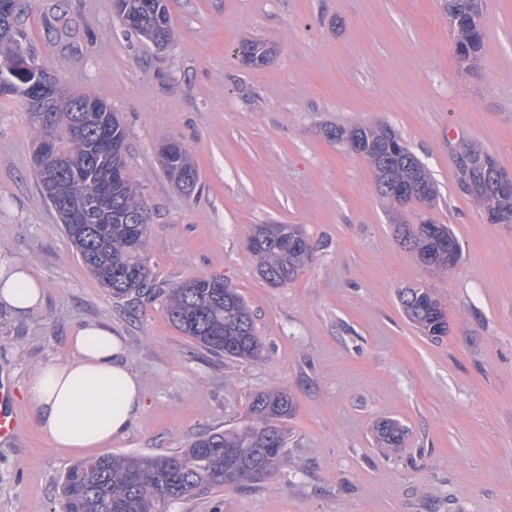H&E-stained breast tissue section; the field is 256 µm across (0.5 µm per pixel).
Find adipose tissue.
I'll return each instance as SVG.
<instances>
[{"mask_svg":"<svg viewBox=\"0 0 512 512\" xmlns=\"http://www.w3.org/2000/svg\"><path fill=\"white\" fill-rule=\"evenodd\" d=\"M41 300L42 284L32 270L1 255L0 304L21 315ZM68 344L69 356L29 377L25 395L54 445L98 448L122 437L140 411L141 381L110 327L83 325Z\"/></svg>","mask_w":512,"mask_h":512,"instance_id":"1","label":"adipose tissue"}]
</instances>
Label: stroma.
<instances>
[{
    "mask_svg": "<svg viewBox=\"0 0 512 512\" xmlns=\"http://www.w3.org/2000/svg\"><path fill=\"white\" fill-rule=\"evenodd\" d=\"M173 37L146 43L113 0H20L16 27L36 64L102 97L127 131L130 176L150 213L156 282L224 278L249 305L261 359L227 362L167 318L162 298L118 302L90 274L45 198L36 132L0 98V252L31 265L43 303L0 305V376L23 427L0 442V512H61L78 461L169 454L242 424L261 389L288 390L289 463L250 490L225 488L169 512H512V224H491L458 180L466 142L512 171V0H484L483 47L460 64L445 0H167ZM273 46L256 65L238 46ZM382 123L428 166L431 218L461 245L456 268L429 270L400 242L365 159L328 142L326 124ZM182 142L192 194L158 153ZM255 224L302 225L313 259L271 287L248 248ZM432 288L448 333L424 336L400 289ZM95 322L121 336L142 381L125 435L59 448L25 398L40 366ZM408 430L378 448L383 418ZM183 146V152L175 164L169 166L163 163V168L175 187L186 195L191 194L196 188L198 174L195 165L190 159L187 148Z\"/></svg>",
    "mask_w": 512,
    "mask_h": 512,
    "instance_id": "1",
    "label": "stroma"
}]
</instances>
